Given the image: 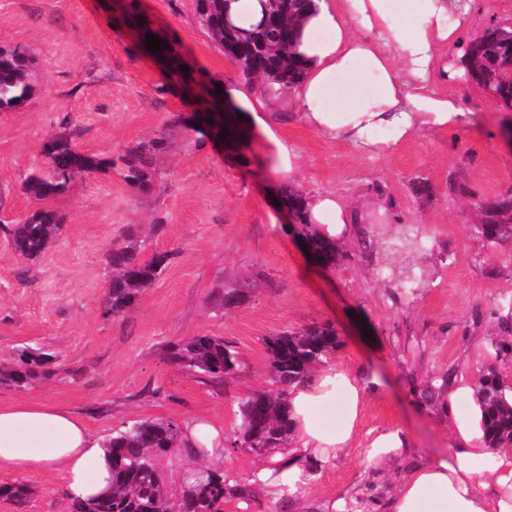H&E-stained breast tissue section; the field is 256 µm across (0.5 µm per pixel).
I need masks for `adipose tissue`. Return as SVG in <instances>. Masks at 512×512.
<instances>
[{"instance_id":"adipose-tissue-1","label":"adipose tissue","mask_w":512,"mask_h":512,"mask_svg":"<svg viewBox=\"0 0 512 512\" xmlns=\"http://www.w3.org/2000/svg\"><path fill=\"white\" fill-rule=\"evenodd\" d=\"M469 11L470 0H414L405 20L393 0H314L296 44L307 73L292 90L304 123L318 134L376 149L397 143L420 126L461 124L459 101L441 96L437 86L459 72L444 52L461 42ZM352 72L373 79L375 91L340 114L326 103L325 93L335 79ZM230 94L246 106L244 123L274 144L273 171L289 170L291 152L269 128L263 109L249 104L241 89ZM378 381L374 373L330 366L295 389V445L254 474L269 504L308 496L313 480L348 448L365 390ZM335 392L344 422L328 432L313 423L311 407ZM480 419V410H473L457 425L447 453L432 460L414 461V442L400 428L370 440L365 448L369 463L414 461L378 512H512V448L488 447ZM50 463L62 466L71 497L90 499L112 486L103 441L80 418L46 404L0 407V466L29 473Z\"/></svg>"}]
</instances>
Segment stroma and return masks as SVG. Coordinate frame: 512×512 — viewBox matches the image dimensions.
I'll use <instances>...</instances> for the list:
<instances>
[{"label": "stroma", "mask_w": 512, "mask_h": 512, "mask_svg": "<svg viewBox=\"0 0 512 512\" xmlns=\"http://www.w3.org/2000/svg\"><path fill=\"white\" fill-rule=\"evenodd\" d=\"M126 2L0 0V48L27 50L36 88L24 105L0 112V362L37 349L51 355L55 371L23 388L0 386V407L47 403L104 439L144 419L202 420L229 437L241 399L278 389L268 378L265 339L328 322L342 345L327 365L364 367L383 380L368 389L348 450L314 481L308 501L272 511L252 483L263 458L225 447L221 467L249 483L252 497L227 500L224 512H323L340 497L385 496L408 463L367 464L366 442L400 427L418 457L446 452L468 406L447 411L440 386L450 374L473 381L504 336L494 310L512 300V242L489 243L475 227L486 220L483 204L512 197V147L500 134L512 110L461 76L448 91L466 114L462 124L418 128L372 152L314 132L281 105L270 125L296 160L292 173L276 176L259 132L247 131L235 158L197 126L203 101L169 87L162 64L139 50L123 21ZM141 7L195 77L258 92L200 26L194 0H141ZM493 23L512 26V0H471L465 38ZM66 122L89 154L118 155L161 136L167 149L150 192L129 187L117 169L76 181L52 202L63 217L57 236L26 259L7 230L38 208L21 184ZM287 188L333 194L379 224L371 252L355 257L359 227L351 224L337 239L350 260L328 268L307 257L287 213L274 210ZM411 224L425 248L391 249ZM131 232L143 258L166 252L170 259L128 313L106 316L107 254ZM409 265L424 270L420 287L393 281ZM233 288L242 298L229 309L221 300ZM197 335L224 337L237 352L242 369L231 383L168 362L170 345ZM429 386L440 391L430 402L421 397ZM24 480L30 497L21 505L0 499V512H67L60 468Z\"/></svg>", "instance_id": "stroma-1"}]
</instances>
